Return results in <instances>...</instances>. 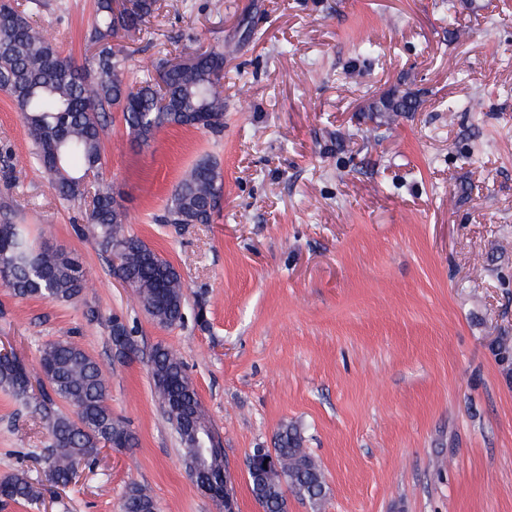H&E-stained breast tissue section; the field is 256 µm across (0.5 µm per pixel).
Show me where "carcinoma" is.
Segmentation results:
<instances>
[{
	"label": "carcinoma",
	"instance_id": "cac0c4a2",
	"mask_svg": "<svg viewBox=\"0 0 512 512\" xmlns=\"http://www.w3.org/2000/svg\"><path fill=\"white\" fill-rule=\"evenodd\" d=\"M155 0H97L91 42L96 50L81 65L64 56L7 0L0 3V93L21 112L37 158L50 187L62 199L84 196V179L93 175L97 190L91 199L87 223L99 231L100 245L116 257L115 272L129 280L130 288L157 323L173 326L184 319L185 294L174 266L141 239L124 232L125 215L102 174L106 113L120 112L134 141L148 143L164 127L211 129L224 117V52L202 51L194 40L186 43L178 59L157 64V79L128 78V56L111 43L121 34L141 31L155 10ZM417 99L393 94L373 101L372 114L391 110L415 112ZM224 181L217 162H196L181 178L165 214H175L182 224L209 223ZM0 285L18 298L41 297L60 302L78 300L87 288L86 274L70 254L29 240L20 224H0ZM498 362L512 369V336L496 338ZM151 371L155 391L165 414L183 445V457L196 453L191 422L206 415L198 394L185 373L183 361L170 349L153 351ZM0 387L46 423L49 445L44 458L49 480L66 486L80 464L91 465L104 447L124 450L134 435L126 423L112 415L107 385L98 362L66 340L50 341L33 373L13 351L0 353ZM60 400L72 413L54 408ZM288 477L258 467L248 470L251 490L266 512H286V490L312 507L320 508L327 495L325 475L303 448L294 425L282 426L270 449ZM40 491L26 474L0 480V498L16 503L39 501ZM121 512H158L151 492L131 484Z\"/></svg>",
	"mask_w": 512,
	"mask_h": 512
}]
</instances>
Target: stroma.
Returning <instances> with one entry per match:
<instances>
[{
  "instance_id": "stroma-1",
  "label": "stroma",
  "mask_w": 512,
  "mask_h": 512,
  "mask_svg": "<svg viewBox=\"0 0 512 512\" xmlns=\"http://www.w3.org/2000/svg\"><path fill=\"white\" fill-rule=\"evenodd\" d=\"M11 2L63 55L90 54L94 0ZM189 39L224 53L223 130L164 128L141 145L114 112L103 148L126 232L186 287L171 327L115 276L84 222L89 198L51 189L0 94V222L37 243L51 228L89 279L75 303L0 287V346L33 366L46 342L78 345L137 438L0 512H120L133 482L158 512H219L154 396L159 344L186 366L237 512H262L246 461L285 424L328 486L319 510L292 495L288 512H512V377L492 352L512 334V0H159L145 32L118 43L145 79ZM363 41L372 54H357ZM396 91L417 111L366 113ZM203 158L224 180L211 223H158ZM116 317L136 347L123 360ZM48 443L40 417L0 388V479H43Z\"/></svg>"
}]
</instances>
